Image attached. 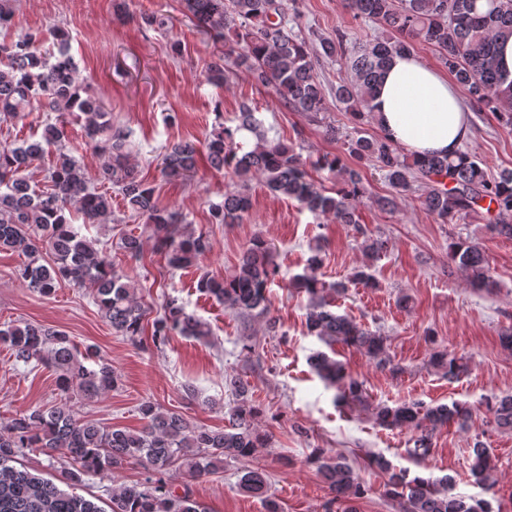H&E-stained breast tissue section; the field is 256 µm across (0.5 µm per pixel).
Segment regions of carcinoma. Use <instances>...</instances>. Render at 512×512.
<instances>
[{"label":"carcinoma","mask_w":512,"mask_h":512,"mask_svg":"<svg viewBox=\"0 0 512 512\" xmlns=\"http://www.w3.org/2000/svg\"><path fill=\"white\" fill-rule=\"evenodd\" d=\"M186 10L204 27L223 38L233 34L236 45L224 52V62L207 69L215 84L227 80L230 69L247 70L254 81L269 89L294 112H321L326 89L315 72V59L340 63L332 94L336 106L359 122L376 117L375 90L383 71L398 55L412 54L418 42L434 47L448 73L464 87L472 103L493 114L499 124L512 127V75L498 65L500 42L512 37V0H342L354 17L378 24L383 33L354 46L343 33L319 38L313 44L288 27L280 0H183ZM58 55L49 62L42 54V38L25 34L0 42V121L22 117L25 112H54L55 121L43 124L41 133L21 143L0 145V251L24 257L18 275L28 288L42 296L52 295L68 281L94 292L96 304L112 330L134 344L141 343L149 311L136 297L131 277L117 270L96 248V243L74 229L75 206L86 224H106L112 217V191L126 208L146 219L155 247L167 267L183 269L196 264L211 251L209 236L186 229L183 216L161 205L155 189L138 177L129 162L130 131L112 125L100 104L83 96L73 58L68 52L69 33L55 28ZM82 123L86 143L103 158L97 175L65 147L70 118ZM252 134L251 150L237 153V134ZM348 153L356 161L376 162L388 183L391 196L373 198L382 211L397 208V198L407 191L419 192L423 209L443 224H454L488 202L497 214L490 230L512 237V170L488 175L473 154L460 151L455 157L440 154L407 156L384 136H359L348 140ZM55 152L46 185L30 184L25 172ZM206 154L189 142L172 144L162 170L169 181H186L197 170L200 158L209 166L236 179L224 200L211 205L217 224H238L252 207L249 182L260 179L274 194L295 200L313 215H331L338 224H357V203L367 196L360 171L344 165L338 155L305 160L288 145L269 138L254 109L240 107L235 126H218L205 144ZM313 166L339 175L332 195L310 177ZM122 248L137 262L142 254L141 237L128 234ZM366 261L345 281L328 283L321 278L323 248L310 249L307 267L293 287L308 296L306 325L310 334L327 346L341 342L363 353L380 367L392 365L387 338L333 311L337 298L349 286L377 288L372 262L385 249L378 237L362 234ZM52 256V262L45 260ZM449 257L465 272L472 286L491 291V267L482 249L465 240L449 246ZM278 276L273 248L256 237L242 252L235 273L229 278L203 276L199 291L242 315L267 313L266 290ZM203 339L209 325L187 313L171 297L151 323L155 348L173 335ZM0 345L18 362L44 363L57 373L64 393L78 392L90 400L113 388L118 376L97 349L80 352L65 333L31 322L0 326ZM316 374L336 389L334 402L341 408L372 415L386 430L414 432L408 454L422 465L429 456L436 431L454 423L465 426L472 411L465 402L427 404L420 400L393 405H372L362 384L348 373L345 363L325 352L310 358ZM429 365L448 379L459 378L467 369L464 357L445 350L431 354ZM233 397L228 424L212 429L192 424L181 415L146 401L139 407L138 429L107 426L83 419L67 405L36 408L0 421V512H104L94 501L76 493L86 476L105 477L112 470L136 463L144 478L123 484L112 492L111 512H206L189 491L176 493L167 481L172 468L193 477L215 473L230 460L255 456L270 445L269 434L255 421L258 409L249 399L250 386L240 378L226 383ZM486 410L497 428L512 429V394L486 400ZM24 448H38L50 458L61 454L70 460L61 479L54 482L39 473L17 466ZM310 461L332 494L328 506L339 504L340 512H358L363 486L352 467L340 455L324 448L314 450ZM372 464L387 475V495L399 502L402 512H493L489 501L455 492L450 478L431 479L409 470H395L390 461L376 456ZM496 458L481 441L472 448L470 467L474 482L491 490ZM238 490L258 498L266 512H284L282 504L268 494L264 470L247 469Z\"/></svg>","instance_id":"1"}]
</instances>
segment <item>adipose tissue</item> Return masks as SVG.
<instances>
[{"instance_id":"1","label":"adipose tissue","mask_w":512,"mask_h":512,"mask_svg":"<svg viewBox=\"0 0 512 512\" xmlns=\"http://www.w3.org/2000/svg\"><path fill=\"white\" fill-rule=\"evenodd\" d=\"M374 103L383 135L416 154H455L470 133V114L447 74L414 55L393 59Z\"/></svg>"}]
</instances>
